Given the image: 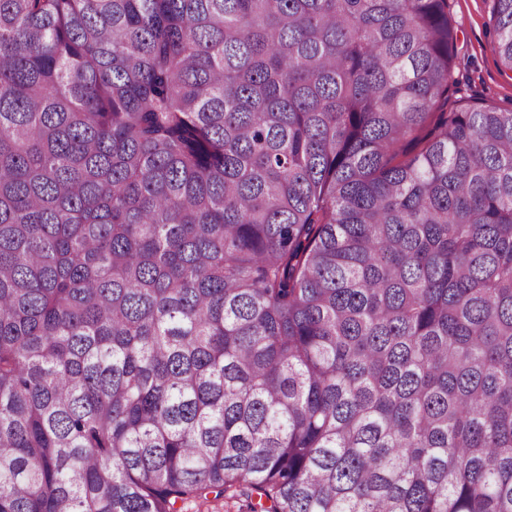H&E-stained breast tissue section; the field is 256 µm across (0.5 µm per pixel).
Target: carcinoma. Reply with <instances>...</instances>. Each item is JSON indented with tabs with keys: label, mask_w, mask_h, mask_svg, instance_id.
<instances>
[{
	"label": "carcinoma",
	"mask_w": 512,
	"mask_h": 512,
	"mask_svg": "<svg viewBox=\"0 0 512 512\" xmlns=\"http://www.w3.org/2000/svg\"><path fill=\"white\" fill-rule=\"evenodd\" d=\"M456 40L0 0V512H512V109H438ZM208 505L199 509L198 503L194 500H188L185 503H179L184 512H247L245 502L239 499L220 498L214 500V495H210ZM201 510V511H198Z\"/></svg>",
	"instance_id": "carcinoma-1"
}]
</instances>
